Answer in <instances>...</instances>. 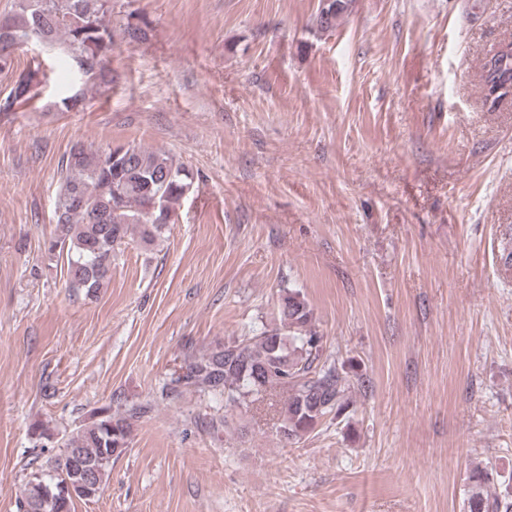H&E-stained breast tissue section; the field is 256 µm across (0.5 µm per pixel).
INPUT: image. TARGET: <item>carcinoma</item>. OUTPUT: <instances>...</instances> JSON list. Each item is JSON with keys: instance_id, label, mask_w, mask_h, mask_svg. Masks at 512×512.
I'll return each mask as SVG.
<instances>
[{"instance_id": "cac0c4a2", "label": "carcinoma", "mask_w": 512, "mask_h": 512, "mask_svg": "<svg viewBox=\"0 0 512 512\" xmlns=\"http://www.w3.org/2000/svg\"><path fill=\"white\" fill-rule=\"evenodd\" d=\"M347 9L346 0H333L329 11L318 10L317 27L336 26ZM111 15L112 0H15L6 26L0 27V72L14 69L16 49L37 32L40 45L71 57L86 82L112 85L107 66ZM38 73L35 68L18 75L0 112H11L33 98ZM482 80L492 90L501 81L512 82V51L500 55L492 67L483 64ZM193 188V175L166 151L130 144L94 149L76 142L60 163L53 210L56 229L44 241V250L66 255L69 287L93 295L110 277L116 248L135 229L146 247L160 240ZM149 196L158 201L150 214L144 212ZM277 311L273 327L205 352L185 353L188 372L165 381L161 398L172 402L193 389L224 401L228 408L248 406L269 394L275 397L276 432L287 441L310 434L329 414L343 415L350 406V383L336 360L324 354L323 336L314 327L305 296L297 289L282 290ZM142 412L141 405L101 408L60 454L47 457L30 474L18 512H72L75 500L61 501L49 489L78 480L83 465L95 468L99 487H104L112 462L128 450L132 421ZM469 481L468 512H512L511 486L490 493L485 468L474 469Z\"/></svg>"}]
</instances>
